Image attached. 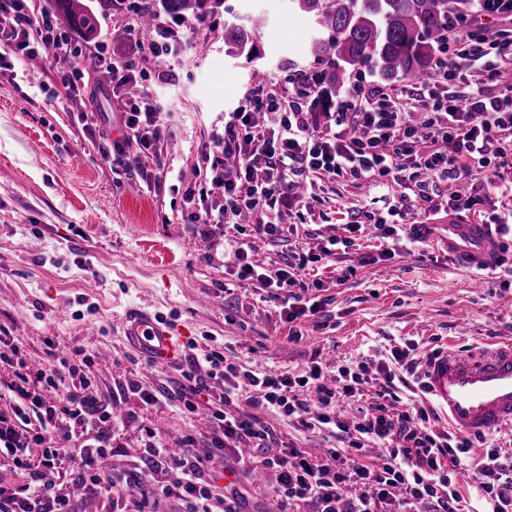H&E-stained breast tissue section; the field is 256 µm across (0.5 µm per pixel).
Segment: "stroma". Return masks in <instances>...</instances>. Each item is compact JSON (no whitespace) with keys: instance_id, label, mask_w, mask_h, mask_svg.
Returning <instances> with one entry per match:
<instances>
[{"instance_id":"obj_1","label":"stroma","mask_w":512,"mask_h":512,"mask_svg":"<svg viewBox=\"0 0 512 512\" xmlns=\"http://www.w3.org/2000/svg\"><path fill=\"white\" fill-rule=\"evenodd\" d=\"M254 17L265 21L257 57L229 55L225 24ZM211 18L209 29L153 67L144 84L164 117L157 188L99 150L100 134L120 135L106 118L111 87H99L87 120L71 109L61 74L91 70L90 57L45 55L0 75V330L33 364L44 359L49 337L64 354L79 349L91 356L86 378L111 392L117 412L128 417L112 438L119 478L139 469L145 428L158 430L172 448L187 434L206 447L210 433L200 413L147 410L127 393L131 380L156 388L181 379L179 366H151L126 344L120 317L129 305L158 312L187 348L221 346L246 366L290 374L316 361L331 379L360 357L380 362L407 342L421 359L437 348L512 336V309L503 304L512 289L492 275L471 287L469 274L433 245L419 243L382 261L381 232L371 227L349 253L322 256L329 239L345 236L352 211L372 213L374 197L395 201L407 193L389 177L380 186L345 177L316 182L304 223L281 238H248L252 261L271 275L292 264L294 254L317 257L301 276L320 281L328 326L303 323L302 340H289L270 289L237 276L236 228L204 239L188 221L187 198L199 187L228 113L254 87L253 71L291 94L293 70L314 66L309 45L316 31L290 0H216ZM275 484L274 473L239 471L240 512H275Z\"/></svg>"}]
</instances>
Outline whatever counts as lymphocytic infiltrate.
Listing matches in <instances>:
<instances>
[{
	"instance_id": "1",
	"label": "lymphocytic infiltrate",
	"mask_w": 512,
	"mask_h": 512,
	"mask_svg": "<svg viewBox=\"0 0 512 512\" xmlns=\"http://www.w3.org/2000/svg\"><path fill=\"white\" fill-rule=\"evenodd\" d=\"M472 12L448 19L446 45L430 74L399 88L358 76L331 111H317L319 95L312 75L298 78L291 97L261 84L246 92L244 104L224 124V135L214 145L210 169L199 184L200 207L190 221L205 229L240 224L251 215L257 234L277 237L284 212L300 202L292 189L298 179L322 177L405 179L418 170L424 176L420 199L429 208L440 202L461 208L463 181L480 171L486 188L512 192V175L503 159L512 151V85L498 93L473 87L471 72L483 71L495 81L499 61L512 60V30L495 38L483 33L488 18L512 19V0H476ZM33 0H0V14L12 15L10 29H0V70L18 61L47 53L58 59L75 54L76 43L93 59L94 68L108 69L113 89L147 80L146 64L176 55L191 38L211 25L209 13L194 17H156L149 41H135L130 54L113 53L106 41L87 39L82 30L65 27L49 11H35ZM421 113L413 121V113ZM113 120L122 137L101 143L104 156L123 161L139 177H150L149 165L158 159L161 138L159 111L146 96L119 98ZM235 165H226V157ZM224 201L211 202L214 193ZM240 279H255L262 287L288 289L280 317L289 325V337L301 339V319L321 313L325 303L305 300L309 285L283 270L276 276L257 273L245 249L234 252ZM46 365H28L13 337L0 336V365L12 379L11 404L0 409V456L16 470L28 472L20 484L0 480V512H70L65 499L50 493L46 480L72 477L85 495L132 498L133 512H156L159 499L170 498L181 512H238L237 495L213 492V475L224 468L226 456L250 443L254 452L246 461L250 471L273 470L279 512H381L397 503L398 512H512V451L486 450L472 460L476 496L464 497L456 481L462 454L482 443V436L460 437L434 430L431 412L422 406L400 407L399 370L414 371L409 348L392 350V364H379L382 389L378 400L361 418L347 420L336 411L339 399L360 397L367 382L366 362L339 370L337 388L325 383L320 365L304 377L275 371H255L227 358L222 350L189 354L181 370L183 383L176 395L129 382L126 390L143 408L179 402L195 411L201 393L212 422L211 447L199 454L193 436H185L180 453L169 451L155 430H147V463L135 482L117 480L102 459L114 455L110 397L90 389L86 382L67 384L62 373L77 375L90 356L74 361L57 355L53 339L44 342ZM223 385L212 392L211 381ZM55 401H47V394ZM296 420L304 429L336 437L338 447L320 455L299 448L276 447V435L265 417ZM101 434L85 442L90 430ZM376 445V460L366 458L367 444ZM39 446L42 456L31 464L27 450ZM178 474L175 483L167 472ZM358 485L357 497H347L348 484Z\"/></svg>"
}]
</instances>
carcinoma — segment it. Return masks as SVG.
I'll list each match as a JSON object with an SVG mask.
<instances>
[{"mask_svg":"<svg viewBox=\"0 0 512 512\" xmlns=\"http://www.w3.org/2000/svg\"><path fill=\"white\" fill-rule=\"evenodd\" d=\"M52 10L67 23L89 34L96 22L83 0H50ZM170 10L195 16L206 0H168ZM322 36L312 40L317 87L336 98L349 88L353 76L367 68L388 81L419 79L430 72L444 44L448 15L462 14L471 0H292ZM263 22L224 27L228 53L251 59L258 50Z\"/></svg>","mask_w":512,"mask_h":512,"instance_id":"1","label":"carcinoma"}]
</instances>
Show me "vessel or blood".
Wrapping results in <instances>:
<instances>
[{
    "label": "vessel or blood",
    "mask_w": 512,
    "mask_h": 512,
    "mask_svg": "<svg viewBox=\"0 0 512 512\" xmlns=\"http://www.w3.org/2000/svg\"><path fill=\"white\" fill-rule=\"evenodd\" d=\"M410 231L414 238L439 243L450 260L477 272L490 269L501 239L491 225L454 210L429 223L411 225ZM121 325L128 342L155 364L181 360L180 339L149 308H127ZM422 390L457 434L512 430V338L478 351L447 350L428 360Z\"/></svg>",
    "instance_id": "obj_1"
}]
</instances>
